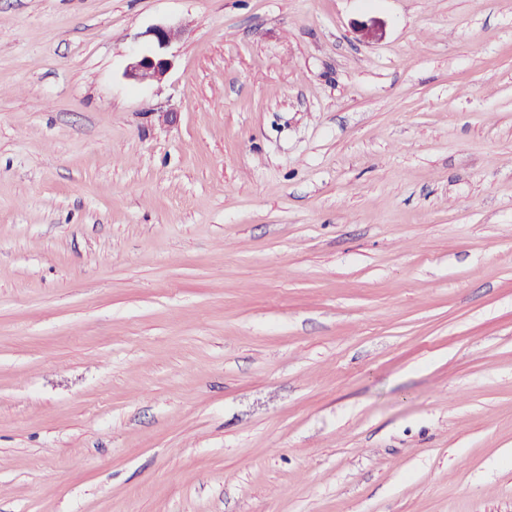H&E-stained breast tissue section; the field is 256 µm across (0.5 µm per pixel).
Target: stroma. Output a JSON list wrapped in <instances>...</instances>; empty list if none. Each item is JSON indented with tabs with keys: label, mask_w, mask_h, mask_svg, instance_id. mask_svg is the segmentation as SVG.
<instances>
[{
	"label": "stroma",
	"mask_w": 512,
	"mask_h": 512,
	"mask_svg": "<svg viewBox=\"0 0 512 512\" xmlns=\"http://www.w3.org/2000/svg\"><path fill=\"white\" fill-rule=\"evenodd\" d=\"M0 512H512V0H0ZM172 67V61L160 53H144L136 56L127 66L125 76L129 79L161 81Z\"/></svg>",
	"instance_id": "1"
}]
</instances>
